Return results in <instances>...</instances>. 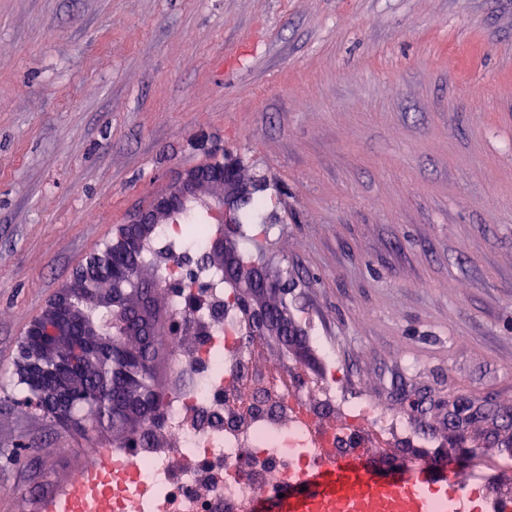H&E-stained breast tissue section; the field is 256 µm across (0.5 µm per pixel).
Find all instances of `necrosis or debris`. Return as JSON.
Returning a JSON list of instances; mask_svg holds the SVG:
<instances>
[{"instance_id": "necrosis-or-debris-1", "label": "necrosis or debris", "mask_w": 512, "mask_h": 512, "mask_svg": "<svg viewBox=\"0 0 512 512\" xmlns=\"http://www.w3.org/2000/svg\"><path fill=\"white\" fill-rule=\"evenodd\" d=\"M183 224L159 225L150 252L200 256L209 236L193 251L183 245ZM206 284L204 303L171 299L175 320L190 329L167 338L174 374L158 427L136 442L126 482L112 485L110 512H247L258 492L282 482L318 449L342 455L366 442L383 446L402 419L345 398L324 377L303 391L257 376L253 353L243 345L249 324L226 297L224 283L208 267H195Z\"/></svg>"}]
</instances>
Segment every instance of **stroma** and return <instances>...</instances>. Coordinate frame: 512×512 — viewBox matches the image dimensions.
<instances>
[{
	"label": "stroma",
	"instance_id": "1",
	"mask_svg": "<svg viewBox=\"0 0 512 512\" xmlns=\"http://www.w3.org/2000/svg\"><path fill=\"white\" fill-rule=\"evenodd\" d=\"M512 0H0V512L108 448L12 399L31 323L212 156L267 184L239 247L291 284L261 360L405 419L436 469L512 436ZM25 94H16L17 86ZM500 424L458 433L448 401Z\"/></svg>",
	"mask_w": 512,
	"mask_h": 512
}]
</instances>
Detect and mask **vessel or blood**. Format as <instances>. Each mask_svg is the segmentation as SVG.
Listing matches in <instances>:
<instances>
[{
    "label": "vessel or blood",
    "instance_id": "obj_1",
    "mask_svg": "<svg viewBox=\"0 0 512 512\" xmlns=\"http://www.w3.org/2000/svg\"><path fill=\"white\" fill-rule=\"evenodd\" d=\"M371 454L368 448L343 458L320 452L302 470L287 473L281 485L258 492L249 512H432L436 502L448 499L457 512H482L474 504V489L485 483V475L438 473L420 456L402 471L378 477ZM114 455V449H97L83 474L85 496L58 490L43 498L41 512H104L99 485L105 474L117 472Z\"/></svg>",
    "mask_w": 512,
    "mask_h": 512
}]
</instances>
